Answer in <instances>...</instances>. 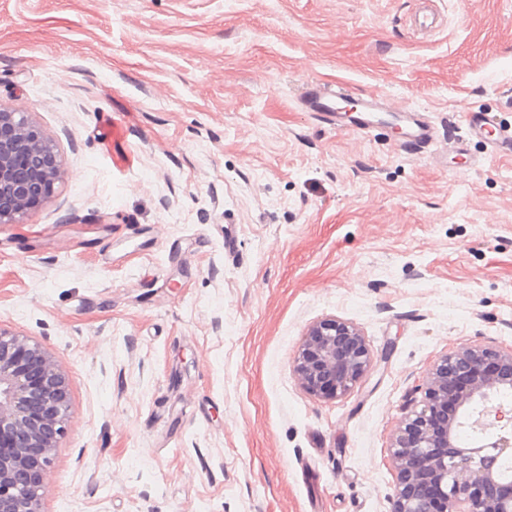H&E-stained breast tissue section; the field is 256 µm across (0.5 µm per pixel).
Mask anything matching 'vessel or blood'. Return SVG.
<instances>
[{
  "label": "vessel or blood",
  "mask_w": 512,
  "mask_h": 512,
  "mask_svg": "<svg viewBox=\"0 0 512 512\" xmlns=\"http://www.w3.org/2000/svg\"><path fill=\"white\" fill-rule=\"evenodd\" d=\"M302 111L312 113L325 123L354 132H364L374 124L391 121L400 147L417 151L434 139L433 127L416 110L395 111L380 98L357 96L347 85L310 81L298 101ZM465 124L470 136L482 138L491 154L512 155V131L504 130L495 113L469 112Z\"/></svg>",
  "instance_id": "vessel-or-blood-1"
}]
</instances>
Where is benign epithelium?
I'll return each mask as SVG.
<instances>
[{"instance_id":"1","label":"benign epithelium","mask_w":512,"mask_h":512,"mask_svg":"<svg viewBox=\"0 0 512 512\" xmlns=\"http://www.w3.org/2000/svg\"><path fill=\"white\" fill-rule=\"evenodd\" d=\"M63 175L61 155L26 112L0 105V224H19ZM373 362L362 331L335 317L311 325L294 357L300 385L334 400ZM512 389V350L465 345L419 387L390 448L397 483L389 512H512V431L484 438L504 418L490 397ZM70 419L67 377L38 340L0 325V512H43L48 467ZM469 427L479 437L458 440Z\"/></svg>"}]
</instances>
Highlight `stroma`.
I'll return each mask as SVG.
<instances>
[{"instance_id": "stroma-1", "label": "stroma", "mask_w": 512, "mask_h": 512, "mask_svg": "<svg viewBox=\"0 0 512 512\" xmlns=\"http://www.w3.org/2000/svg\"><path fill=\"white\" fill-rule=\"evenodd\" d=\"M0 0V104L64 175L0 224V324L65 371L44 512H389L404 407L465 344L512 348V0ZM312 79L428 113L395 132L301 111ZM357 325L366 379L293 370ZM465 124L470 136L484 140L490 154L512 155V131L504 130L495 113H466ZM372 362L362 331L329 317L308 328L294 357V372L311 396L335 400L366 378Z\"/></svg>"}]
</instances>
